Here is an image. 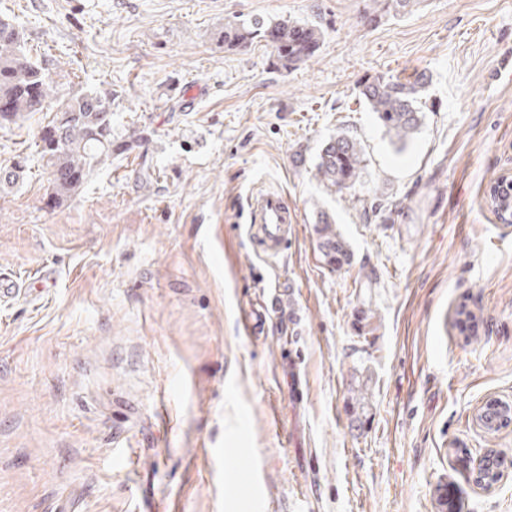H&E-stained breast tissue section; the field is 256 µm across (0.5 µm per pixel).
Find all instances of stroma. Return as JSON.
Here are the masks:
<instances>
[{"label":"stroma","instance_id":"1","mask_svg":"<svg viewBox=\"0 0 512 512\" xmlns=\"http://www.w3.org/2000/svg\"><path fill=\"white\" fill-rule=\"evenodd\" d=\"M374 6L0 0L59 97L112 90L113 136H142L53 207L51 113L0 128V172L25 162L0 189V278L55 273L0 303V512H512V468L475 482L487 450L512 459V424L476 420L512 403V224L487 202L512 172V0ZM252 17L317 26L320 49L290 70L260 39L225 51L219 28ZM421 73L434 109L400 147L359 88ZM341 132L366 170L330 195L313 164ZM258 186L297 216L271 260ZM318 249L329 266L349 265L351 254L342 236L333 227V219L325 211H318L315 220Z\"/></svg>","mask_w":512,"mask_h":512}]
</instances>
